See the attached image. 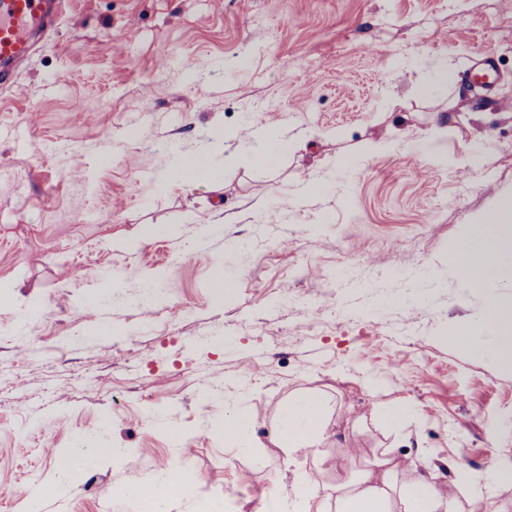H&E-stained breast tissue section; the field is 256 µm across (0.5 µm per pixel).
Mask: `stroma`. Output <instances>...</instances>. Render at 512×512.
Returning <instances> with one entry per match:
<instances>
[{
  "label": "stroma",
  "mask_w": 512,
  "mask_h": 512,
  "mask_svg": "<svg viewBox=\"0 0 512 512\" xmlns=\"http://www.w3.org/2000/svg\"><path fill=\"white\" fill-rule=\"evenodd\" d=\"M486 54L489 91L471 83ZM445 65L470 85L454 106L415 92ZM506 100L512 0H72L0 89V512H28L16 483L39 512H140L126 484L173 469L195 485L166 512H263L275 487L301 512V478L330 489L373 459L383 434L353 424L378 403L412 409L426 459L394 448L405 479L463 469V512H512L493 471L512 458V370L448 341L486 303L454 248L512 196ZM246 123L309 147L252 167ZM218 131L220 190L162 180ZM298 389L332 399L336 459L285 464L277 414ZM239 409L246 450L220 433ZM97 447L114 457L66 483L57 458Z\"/></svg>",
  "instance_id": "35a3bbf8"
}]
</instances>
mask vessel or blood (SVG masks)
I'll list each match as a JSON object with an SVG mask.
<instances>
[{
	"label": "vessel or blood",
	"instance_id": "vessel-or-blood-1",
	"mask_svg": "<svg viewBox=\"0 0 512 512\" xmlns=\"http://www.w3.org/2000/svg\"><path fill=\"white\" fill-rule=\"evenodd\" d=\"M65 0H0V86L12 85Z\"/></svg>",
	"mask_w": 512,
	"mask_h": 512
}]
</instances>
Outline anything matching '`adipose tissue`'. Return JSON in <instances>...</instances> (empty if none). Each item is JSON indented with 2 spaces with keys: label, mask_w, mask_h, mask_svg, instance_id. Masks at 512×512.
I'll list each match as a JSON object with an SVG mask.
<instances>
[{
  "label": "adipose tissue",
  "mask_w": 512,
  "mask_h": 512,
  "mask_svg": "<svg viewBox=\"0 0 512 512\" xmlns=\"http://www.w3.org/2000/svg\"><path fill=\"white\" fill-rule=\"evenodd\" d=\"M250 137L252 142L243 156L254 166L276 165L283 148L299 151L307 147L305 138L289 137L277 130L257 129ZM218 175L212 152L205 149L178 156L163 179L191 187L213 181ZM481 256L486 265L479 276H472L474 262ZM455 258L466 286L472 289L486 287L497 266L512 263L511 197L500 199L476 217L468 244L456 251ZM474 330L466 341L474 353L496 366L512 367V311L506 310L498 297L490 298ZM332 413L329 399L321 392L301 391L289 397L280 409L277 439L286 462L301 455L328 460L323 445ZM399 469L394 457L384 456L377 471H362L338 483L331 498L321 495L310 483H303L298 489L303 512H459L457 493L468 481L466 472H458L447 486L435 482L430 474L400 486L396 483ZM192 483L191 477L173 470L161 485L131 480L125 493L140 502L141 512H164L166 500L186 493Z\"/></svg>",
  "instance_id": "ef3b65f1"
}]
</instances>
